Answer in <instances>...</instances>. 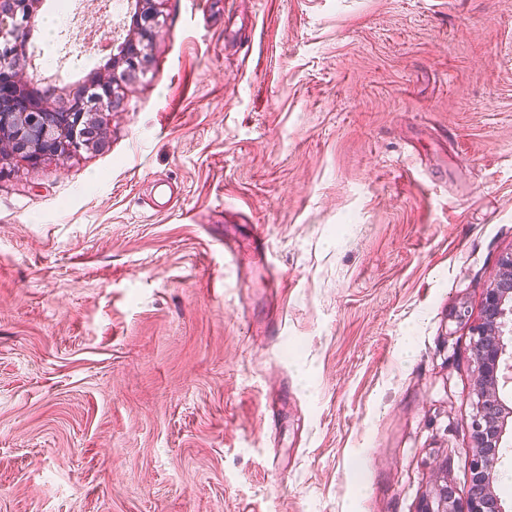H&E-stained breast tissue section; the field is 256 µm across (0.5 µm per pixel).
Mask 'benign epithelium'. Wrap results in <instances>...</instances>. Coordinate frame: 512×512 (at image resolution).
<instances>
[{
    "mask_svg": "<svg viewBox=\"0 0 512 512\" xmlns=\"http://www.w3.org/2000/svg\"><path fill=\"white\" fill-rule=\"evenodd\" d=\"M137 34L148 40L159 26L155 0H137ZM39 0H0V78L18 88L29 86V33ZM153 62L152 47L140 48L131 39L110 57L106 78L82 85L56 100L44 99L32 112L0 105V141L30 163L48 154L70 155L93 144L107 113L119 103V91ZM477 364L473 416L474 453L466 508L443 486L437 507L429 512H507L495 493L502 463L503 438L512 426V407L500 396V387L512 383V252L501 256L498 273L486 289L481 319L474 328Z\"/></svg>",
    "mask_w": 512,
    "mask_h": 512,
    "instance_id": "7a95c632",
    "label": "benign epithelium"
}]
</instances>
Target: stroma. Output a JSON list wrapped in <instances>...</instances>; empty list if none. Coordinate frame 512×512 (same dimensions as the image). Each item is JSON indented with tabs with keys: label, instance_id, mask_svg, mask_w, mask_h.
I'll list each match as a JSON object with an SVG mask.
<instances>
[{
	"label": "stroma",
	"instance_id": "1",
	"mask_svg": "<svg viewBox=\"0 0 512 512\" xmlns=\"http://www.w3.org/2000/svg\"><path fill=\"white\" fill-rule=\"evenodd\" d=\"M157 6L93 145L0 151V512L465 501L512 0ZM32 27L33 95L102 71L55 0Z\"/></svg>",
	"mask_w": 512,
	"mask_h": 512
}]
</instances>
